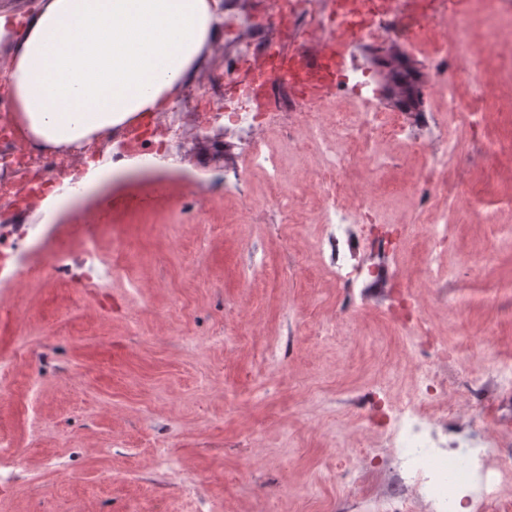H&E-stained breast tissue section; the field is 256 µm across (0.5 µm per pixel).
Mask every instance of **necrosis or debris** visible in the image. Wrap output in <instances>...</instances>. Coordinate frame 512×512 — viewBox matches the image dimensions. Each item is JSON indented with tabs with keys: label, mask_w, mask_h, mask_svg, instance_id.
Listing matches in <instances>:
<instances>
[{
	"label": "necrosis or debris",
	"mask_w": 512,
	"mask_h": 512,
	"mask_svg": "<svg viewBox=\"0 0 512 512\" xmlns=\"http://www.w3.org/2000/svg\"><path fill=\"white\" fill-rule=\"evenodd\" d=\"M302 22L292 30L293 53H300L305 39L321 34L334 23L341 36H359L365 42L384 45L395 29L406 24L404 0H268L258 14H242L227 7L217 22L219 31L250 33V40L228 45L222 70L212 75L208 90L187 86L183 101L171 102L166 113L157 112L131 122L107 141L93 140L75 150L45 148L35 143L27 128L11 112H0V288L26 285L34 270L33 257L42 254L50 271H78L84 287L112 290L123 276L122 267L106 253L99 236V218L86 212L81 222L78 249L57 246L54 224H29L24 215L45 196L78 191L88 169L103 161L113 168H127L138 159H158L179 164L186 139L211 150L233 143L239 165L212 171L206 156L197 168L206 172L204 186H190L197 200L198 223H205L207 205L236 197L244 211L263 207L284 224H318L321 241L330 252L328 272L341 290L333 329H341L366 309L351 293L355 283L371 281L398 286L413 317L405 322L414 380L401 400L391 404L392 425H380L375 450L363 453L365 470H378L382 449L394 470L373 500L379 512H409L412 501L423 502L425 512H489L497 504L503 486L512 484V465L505 450L512 446V430L499 427L491 415L495 396L512 392V358L490 356L485 339L470 338L464 347H450L433 340L429 309L417 297L412 282L398 259L403 237L418 234L429 246L422 267V282L433 302L446 304L444 290L455 269L444 264L451 227L448 207L468 212L496 234L512 239V225L500 224L489 205L449 180V158L463 152L462 133L476 134L483 101L461 102L460 88L438 76L432 90L441 110L430 121H419L414 112H381L372 108L362 90L369 84L365 72L342 73L339 82L354 100L353 108L325 115L321 102H305L294 112L276 107L256 111L247 94L226 99L224 87L239 80V62L259 53L266 62L264 78L288 72L298 81L296 69L285 68L279 51L268 46L272 30L283 23ZM460 31L433 34L430 24L414 33L417 49L431 61L451 60L455 73L472 75L470 57L460 51ZM276 129L295 154L319 157L308 173L309 193L289 184L284 166L268 149L267 133ZM395 142L425 157L412 194L420 220L400 223L399 237L377 235L373 225L385 223L370 183L388 163L379 150ZM263 171L267 184L263 201H255L243 189L246 173ZM467 356L474 367L462 378L470 406L480 413L481 425L467 438L462 452H449L439 441L448 422L457 418V406L448 398L443 372L455 357Z\"/></svg>",
	"instance_id": "1"
}]
</instances>
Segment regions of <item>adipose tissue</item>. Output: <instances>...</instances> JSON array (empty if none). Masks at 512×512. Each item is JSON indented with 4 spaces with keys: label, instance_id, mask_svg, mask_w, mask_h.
<instances>
[{
    "label": "adipose tissue",
    "instance_id": "obj_1",
    "mask_svg": "<svg viewBox=\"0 0 512 512\" xmlns=\"http://www.w3.org/2000/svg\"><path fill=\"white\" fill-rule=\"evenodd\" d=\"M215 21L213 0H40L18 38L0 9V79L38 142L75 146L159 111Z\"/></svg>",
    "mask_w": 512,
    "mask_h": 512
}]
</instances>
